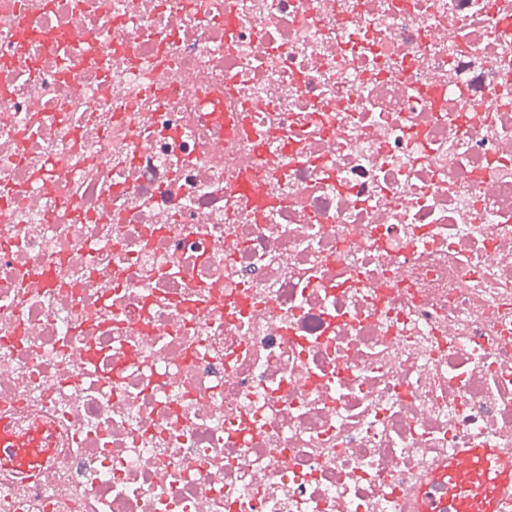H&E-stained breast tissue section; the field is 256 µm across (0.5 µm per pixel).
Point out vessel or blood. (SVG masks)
I'll list each match as a JSON object with an SVG mask.
<instances>
[{
    "label": "vessel or blood",
    "mask_w": 512,
    "mask_h": 512,
    "mask_svg": "<svg viewBox=\"0 0 512 512\" xmlns=\"http://www.w3.org/2000/svg\"><path fill=\"white\" fill-rule=\"evenodd\" d=\"M53 438L50 429H37L29 440L15 439L6 424H0V462L34 465L43 462ZM448 487L447 498L428 490L418 493L419 512H496L498 501L512 487V463L493 448H468L449 459L436 476Z\"/></svg>",
    "instance_id": "1"
}]
</instances>
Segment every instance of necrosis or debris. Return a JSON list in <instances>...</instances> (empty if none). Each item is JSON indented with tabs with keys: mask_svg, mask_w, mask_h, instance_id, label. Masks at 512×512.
<instances>
[{
	"mask_svg": "<svg viewBox=\"0 0 512 512\" xmlns=\"http://www.w3.org/2000/svg\"><path fill=\"white\" fill-rule=\"evenodd\" d=\"M0 512H415L512 461V0H0ZM53 438L48 428H39L30 440L15 439L6 424H0V462L13 465H35L45 459L44 453Z\"/></svg>",
	"mask_w": 512,
	"mask_h": 512,
	"instance_id": "obj_1",
	"label": "necrosis or debris"
}]
</instances>
